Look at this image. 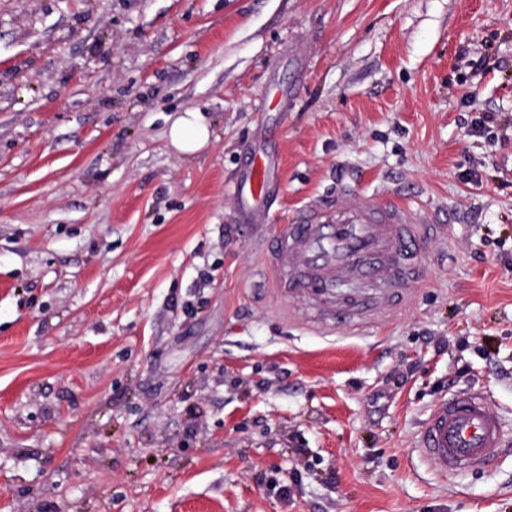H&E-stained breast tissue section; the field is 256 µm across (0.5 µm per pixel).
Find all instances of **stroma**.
Masks as SVG:
<instances>
[{
  "mask_svg": "<svg viewBox=\"0 0 512 512\" xmlns=\"http://www.w3.org/2000/svg\"><path fill=\"white\" fill-rule=\"evenodd\" d=\"M370 195L423 277L328 331L265 252ZM455 392L512 440V0H0V512H512L415 448ZM182 113L170 125L169 142L177 153L193 155L209 145L210 125L202 112L188 109ZM273 168L275 162L270 156L265 153L254 154L234 187L241 210L251 220L262 213L261 203L268 191L269 176Z\"/></svg>",
  "mask_w": 512,
  "mask_h": 512,
  "instance_id": "obj_1",
  "label": "stroma"
}]
</instances>
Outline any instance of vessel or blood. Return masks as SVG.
Returning a JSON list of instances; mask_svg holds the SVG:
<instances>
[{"mask_svg": "<svg viewBox=\"0 0 512 512\" xmlns=\"http://www.w3.org/2000/svg\"><path fill=\"white\" fill-rule=\"evenodd\" d=\"M274 166L267 154L252 155L234 188L249 219L261 213ZM433 233L427 221L390 198L369 196L356 207H309L275 235L266 265L276 286L323 301L347 282L403 288L417 282L419 245ZM417 443L441 473H455L498 458L503 425L482 395L455 394L440 400Z\"/></svg>", "mask_w": 512, "mask_h": 512, "instance_id": "1", "label": "vessel or blood"}]
</instances>
